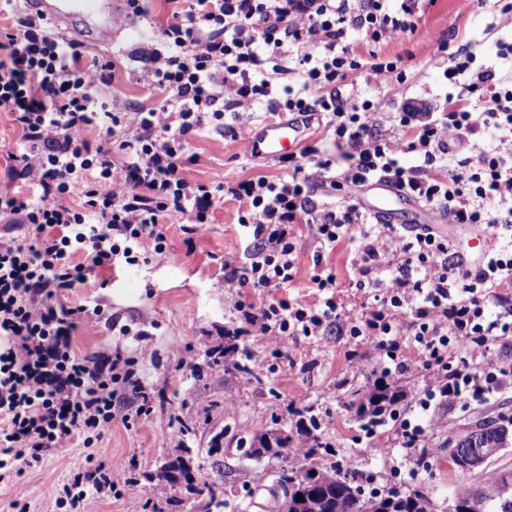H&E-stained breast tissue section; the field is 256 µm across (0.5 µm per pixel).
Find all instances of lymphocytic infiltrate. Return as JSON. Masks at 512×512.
Masks as SVG:
<instances>
[{"instance_id": "obj_1", "label": "lymphocytic infiltrate", "mask_w": 512, "mask_h": 512, "mask_svg": "<svg viewBox=\"0 0 512 512\" xmlns=\"http://www.w3.org/2000/svg\"><path fill=\"white\" fill-rule=\"evenodd\" d=\"M389 2L187 0L161 27L163 50L147 59L162 96L153 107L101 102L111 63L94 47L51 34L40 15L0 28V110L13 114L25 141L9 180L28 189L24 197L0 192V218L25 229L20 238L0 236V480L16 462L39 461L73 437L89 445L113 423H130L115 390L143 393L128 359L106 347L75 353L80 311L60 295L91 270L132 266L148 251L165 255L167 215H188L191 233H203L225 197L238 202V222L254 240L249 261L225 257L230 287L293 283L299 227L325 255L354 241L353 285L375 297L352 317L343 318L346 303L325 267L311 278L320 304L242 302L237 309L268 349L334 327L376 350L384 377L424 371L412 415L392 410L394 428L377 455L419 448L437 428V406L484 403L512 388V369L490 359L512 334L505 293L512 286V85L472 56L455 55L445 78L465 74L469 82L443 111L407 109L387 119L377 102L342 100L338 85L353 73L380 79L398 69L389 59L363 58L346 41L352 32L370 44L414 31L418 0ZM292 74L299 93L277 95V82ZM256 103L272 113L321 114L348 160L343 185L386 180L451 223L488 229L492 247L472 260L430 228L379 223L351 199L314 200L306 165L326 170L331 162L312 146L279 158L284 174L275 179H187L190 141L211 125L243 141L250 127L243 113ZM407 155L413 166L403 165ZM72 192L79 204H63ZM78 251L85 260L76 264ZM409 346L417 359L406 357ZM73 486V510L91 491L118 499L136 491L124 474L99 467L75 474Z\"/></svg>"}]
</instances>
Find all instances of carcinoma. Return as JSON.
Listing matches in <instances>:
<instances>
[{"mask_svg": "<svg viewBox=\"0 0 512 512\" xmlns=\"http://www.w3.org/2000/svg\"><path fill=\"white\" fill-rule=\"evenodd\" d=\"M233 340L234 337H228L224 356L233 358L236 370L247 373L249 356L245 351L237 353V345ZM400 399L401 390L397 386L376 379L366 386L357 409V418L369 425L380 422ZM296 416L298 438L287 435L275 447L265 449L264 453L268 459L286 460L288 448L299 441L304 443L303 464L290 466L275 477L280 497L293 498L304 493L311 503V507L304 512H432L428 492L421 487L409 493L395 488L365 497L358 484V481L366 479L365 474L357 471L347 473L334 463L314 466V457L321 456L326 445L316 434L318 423L311 409L299 411ZM504 432L505 429L498 426L495 420L481 417L475 423V430L457 440L448 439V450L471 448L473 439L484 437L493 438L502 445ZM160 471L162 480L166 482H176L181 478L187 481L191 478L190 467L181 455L165 462ZM474 494L475 491L466 485L458 487L452 499L455 512H484L483 507L487 504L493 507V512H512V496L487 499L480 503V509L476 511L473 508Z\"/></svg>", "mask_w": 512, "mask_h": 512, "instance_id": "cac0c4a2", "label": "carcinoma"}]
</instances>
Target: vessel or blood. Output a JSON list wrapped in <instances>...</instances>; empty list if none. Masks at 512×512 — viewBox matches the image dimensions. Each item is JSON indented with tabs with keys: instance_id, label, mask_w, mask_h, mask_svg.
Here are the masks:
<instances>
[{
	"instance_id": "1",
	"label": "vessel or blood",
	"mask_w": 512,
	"mask_h": 512,
	"mask_svg": "<svg viewBox=\"0 0 512 512\" xmlns=\"http://www.w3.org/2000/svg\"><path fill=\"white\" fill-rule=\"evenodd\" d=\"M68 37L96 47L110 45L127 15V0H26ZM310 116L291 118L252 127L246 136L253 158L276 160L297 153L312 126Z\"/></svg>"
}]
</instances>
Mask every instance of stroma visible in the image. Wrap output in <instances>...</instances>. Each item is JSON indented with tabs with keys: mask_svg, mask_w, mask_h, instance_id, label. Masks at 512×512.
Listing matches in <instances>:
<instances>
[{
	"mask_svg": "<svg viewBox=\"0 0 512 512\" xmlns=\"http://www.w3.org/2000/svg\"><path fill=\"white\" fill-rule=\"evenodd\" d=\"M507 2L421 0L412 33L359 48L361 54L397 61L404 81L392 77L370 81L357 73L341 86L343 98L380 102L386 113L401 111L407 103L425 112L441 110L448 95L459 91L443 75L449 57L458 54L472 55L476 65L512 76V59L502 54L512 44ZM144 9L145 16L132 17L112 45L100 51L116 71L115 81L104 87L102 96L150 107L159 99L144 80L146 58L163 46L158 25L166 19L168 5L166 0H145ZM307 142L332 161L331 171L321 174L317 195L345 196V188L330 186L332 171L345 165L332 133L314 127ZM188 152L194 161L187 164L186 176L194 182H210L218 172L242 178L279 173L272 162L244 155L230 135L210 129L193 139ZM237 209L233 201L218 205L206 232L192 240L185 233L187 216L170 214L165 220L166 256H152L112 273H91L86 283L61 295L66 306L85 309L73 335L75 352L86 355L108 345L130 359L143 381L150 410L130 424H113L92 445L75 438L37 463L19 464L17 473L0 481V512H68L54 492L85 467L122 469L136 482L137 491L121 499L88 494L77 512H208L211 486L222 494V512H276L268 484L255 483L253 475L274 474L281 464L251 456L249 440L266 430L293 431L296 411L308 407L317 415L322 440L335 450L336 462L372 474V481L363 485L365 491L420 486L429 493L434 512H448L457 486L481 487V474L453 470L442 449L448 437L465 433L480 415L512 430V391L485 404L437 408L441 427L427 437L424 459L407 456L402 448L383 458L370 447L353 404L356 392L381 369L378 353L360 339L331 329L323 336L289 339L282 354H266L267 366L250 373L225 366L220 352L229 331H238L239 346L255 354L263 352L254 336L239 328L238 301L263 306L283 299L311 304L318 300L310 287L318 244L308 233L298 243L292 287L224 286L225 256L246 258L253 251L251 237L237 222ZM144 341L150 344L145 353L139 349ZM185 349L195 361L194 368L177 363V351ZM189 387L195 388L196 398H187ZM229 402L234 405L230 414L224 411ZM218 433L223 436V450L214 455L211 440ZM133 448L144 449V456L131 458ZM182 448L189 451L192 481L162 484L161 465ZM19 497L25 509L16 507Z\"/></svg>",
	"mask_w": 512,
	"mask_h": 512,
	"instance_id": "35a3bbf8",
	"label": "stroma"
}]
</instances>
